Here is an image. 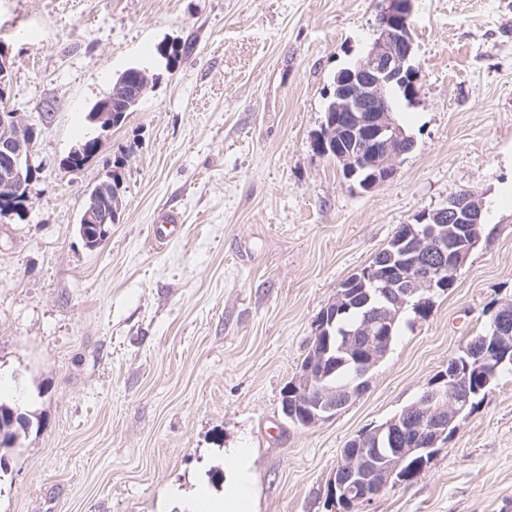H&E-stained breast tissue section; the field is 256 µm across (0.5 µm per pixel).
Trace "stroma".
Segmentation results:
<instances>
[{"instance_id": "1", "label": "stroma", "mask_w": 512, "mask_h": 512, "mask_svg": "<svg viewBox=\"0 0 512 512\" xmlns=\"http://www.w3.org/2000/svg\"><path fill=\"white\" fill-rule=\"evenodd\" d=\"M381 4L0 0L8 100L37 131L38 169L22 216H0V401L30 419L4 451L0 512H179L182 496L223 493L228 448L250 453L254 512H330L345 444L512 301V0H413L418 93L396 118L414 146L365 191L315 140ZM131 67L147 94L64 170ZM119 158L121 213L92 250L77 224ZM463 189L482 224L453 287L428 318L405 312L362 395L290 423L283 390L339 284ZM165 209L181 231L158 248ZM363 512H512V370Z\"/></svg>"}]
</instances>
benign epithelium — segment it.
Segmentation results:
<instances>
[{
    "mask_svg": "<svg viewBox=\"0 0 512 512\" xmlns=\"http://www.w3.org/2000/svg\"><path fill=\"white\" fill-rule=\"evenodd\" d=\"M412 0H385L379 11L376 38L365 55L352 67L340 71L334 84L336 143L349 141L347 149H336L335 159L352 179L361 170L369 177L361 184L372 190L397 173L402 155L411 150L413 141L393 117L389 93L394 85L415 88V68L410 64L413 38L408 21ZM29 123L8 106L6 90L0 91V183L21 185L24 173L35 176L32 147L28 142ZM482 204L471 190H464L448 201V205L419 219L421 230L413 232L411 249L401 252L400 262L407 273L401 279L379 289L383 306L374 307L358 333L351 336L347 354L356 359L358 352L367 356L373 369L389 352L391 337L386 335L409 299L420 298L425 306L428 297L446 287L443 269L430 264L439 256L448 259V267L461 266L469 253L459 249L460 239L479 238ZM84 223H111L110 212L91 198L84 214ZM497 336L492 348L512 352V302L500 305L494 313ZM308 362L301 365L290 387L285 391L284 413L304 426L325 421L347 405L363 386L348 387L339 394L323 384L321 368L329 354L325 326H319L312 339ZM468 371L454 362L442 373L411 408L375 428L367 429L342 449L341 460L329 479L327 494L334 512L339 505L361 510L374 497L396 484L395 475L413 457L438 447L446 440L450 427L470 404Z\"/></svg>",
    "mask_w": 512,
    "mask_h": 512,
    "instance_id": "1",
    "label": "benign epithelium"
}]
</instances>
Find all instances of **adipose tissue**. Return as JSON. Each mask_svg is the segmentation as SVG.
<instances>
[{"label":"adipose tissue","instance_id":"1","mask_svg":"<svg viewBox=\"0 0 512 512\" xmlns=\"http://www.w3.org/2000/svg\"><path fill=\"white\" fill-rule=\"evenodd\" d=\"M233 469L223 495L196 496L182 502L183 512H251L252 493L247 472L248 462L241 449L232 448L224 454Z\"/></svg>","mask_w":512,"mask_h":512}]
</instances>
